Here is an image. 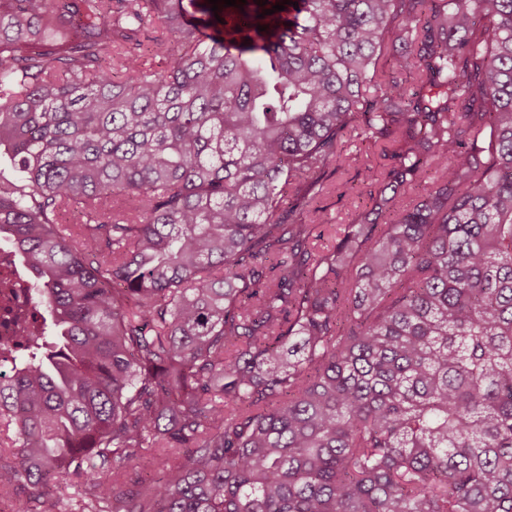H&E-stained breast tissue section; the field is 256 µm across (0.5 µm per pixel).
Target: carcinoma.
Wrapping results in <instances>:
<instances>
[{
    "label": "carcinoma",
    "instance_id": "1",
    "mask_svg": "<svg viewBox=\"0 0 512 512\" xmlns=\"http://www.w3.org/2000/svg\"><path fill=\"white\" fill-rule=\"evenodd\" d=\"M296 2L0 0L11 512H512V0ZM348 149L354 157L350 166L328 179L323 194L315 204L328 215L329 224H348L355 215L356 206L365 205L356 196L362 181V176H357V173H361L365 165L373 160V151L357 141L352 142ZM35 286L22 272L19 259L6 247H0V368L14 366L20 359L24 341L47 331L49 317L36 306Z\"/></svg>",
    "mask_w": 512,
    "mask_h": 512
}]
</instances>
